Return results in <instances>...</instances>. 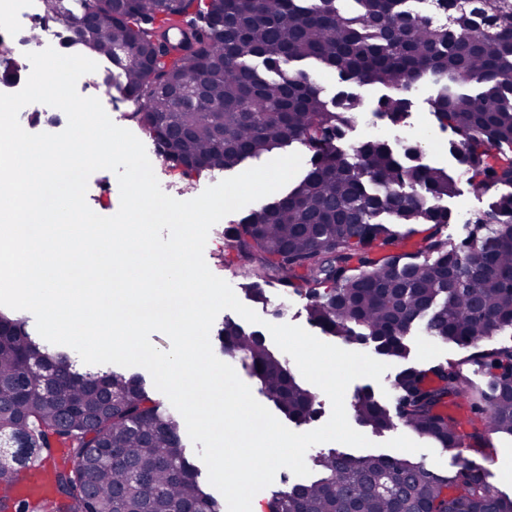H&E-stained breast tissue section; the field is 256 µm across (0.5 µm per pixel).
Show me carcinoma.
<instances>
[{"label": "carcinoma", "mask_w": 512, "mask_h": 512, "mask_svg": "<svg viewBox=\"0 0 512 512\" xmlns=\"http://www.w3.org/2000/svg\"><path fill=\"white\" fill-rule=\"evenodd\" d=\"M43 0L44 14L67 23L75 43L119 69L117 86L160 154L187 178L230 171L292 143L312 152L306 175L273 203L226 228L234 259L249 268L242 284L256 302L275 284L308 300L310 322L353 344L404 358L420 323L434 340L471 347L466 362L488 376L473 385L463 363L408 367L392 381V405L369 390L356 418L376 433L401 422L443 450L491 447L512 438V0H133L109 20V0ZM190 29L186 52L173 51L164 25ZM131 47L152 68L128 66L113 52ZM313 62L343 82L382 85L391 94L374 112L394 124L410 92L431 78L429 100L454 140L461 174L493 197L489 212L460 242L442 227L452 213L432 200L458 192L442 167L415 164L410 143L368 138L346 153L336 141L357 98L326 99ZM410 224L430 232L414 253L399 251ZM218 341L250 361L264 397L297 424L311 421L316 395L263 338L229 322ZM27 439L30 469L48 473L56 495L32 506L10 499L20 471L0 449V499L17 512H220L186 455L179 424L140 376H84L70 357L32 340L25 321L0 313V439ZM58 444L68 464L50 468ZM318 477L272 495L268 512H512L478 468L441 475L408 457L334 452L315 458Z\"/></svg>", "instance_id": "carcinoma-1"}]
</instances>
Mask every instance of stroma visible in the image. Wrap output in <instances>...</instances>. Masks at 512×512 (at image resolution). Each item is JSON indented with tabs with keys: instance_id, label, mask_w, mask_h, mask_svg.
Here are the masks:
<instances>
[{
	"instance_id": "1",
	"label": "stroma",
	"mask_w": 512,
	"mask_h": 512,
	"mask_svg": "<svg viewBox=\"0 0 512 512\" xmlns=\"http://www.w3.org/2000/svg\"><path fill=\"white\" fill-rule=\"evenodd\" d=\"M435 87L427 81L419 82L412 97L413 105L410 115L404 124L391 125L388 121H380L376 130L379 136L392 140L404 138L407 140L423 139L425 148L419 156L420 163L438 166L456 171L457 166L453 155L449 151L451 131L439 127L429 110L428 99L434 94ZM156 177L164 192L179 200H189L203 192L208 186L225 179L222 171H206L191 178L180 177L168 165L152 158ZM459 192L457 196L447 199L446 204L453 212L455 220L446 225L442 233L450 241H460L466 234L468 223L484 215L490 206L488 195L476 190L466 178L458 180ZM87 202L91 209L103 216H110L117 212L120 205V190L116 175L108 170L94 172L88 180ZM239 213H232L224 217L215 227L214 237L208 238L204 258L210 270L217 276L227 280L231 286L236 287L239 300H246L247 295L239 287L240 280L232 275L224 265L225 228L238 221ZM267 300L256 305L257 314L269 323L284 321L287 324L308 327L309 321L306 310V300L303 297L283 293L281 288L271 285L266 289ZM285 306L284 318H277L275 310L278 306ZM408 353L405 358L393 359L384 373L381 381L368 378L354 380L347 388L345 399L353 401L357 393L365 388H375L376 385L390 387L398 371L408 366L429 367L439 363H457L465 361L469 351L466 348L436 341L425 335L422 326H414L408 340ZM368 438L373 443L372 451L376 454L390 456H408L414 460L425 463L435 472L450 474L456 468L459 459H466L476 467L482 469L488 481L499 492L512 497V439L493 437L489 450L476 452L463 451L461 457H454L448 452L438 448L437 445L418 437L403 425H396L393 429L383 433H369Z\"/></svg>"
}]
</instances>
